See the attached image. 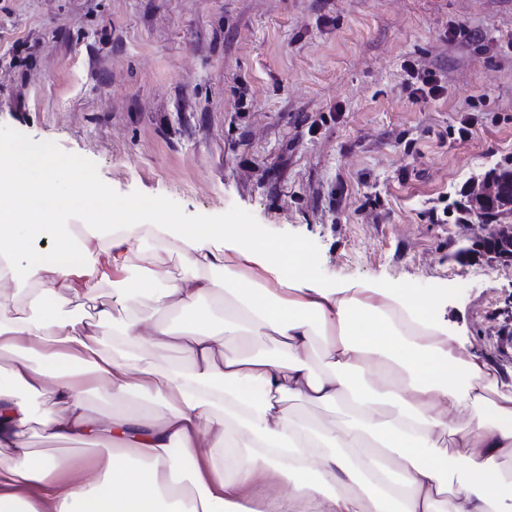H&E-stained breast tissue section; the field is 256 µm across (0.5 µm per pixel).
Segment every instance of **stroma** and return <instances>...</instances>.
<instances>
[{
  "label": "stroma",
  "instance_id": "35a3bbf8",
  "mask_svg": "<svg viewBox=\"0 0 512 512\" xmlns=\"http://www.w3.org/2000/svg\"><path fill=\"white\" fill-rule=\"evenodd\" d=\"M412 69L441 94L412 101ZM14 143L182 223L302 239L324 281L447 289L512 370V266L456 257L457 203L512 170V0H0Z\"/></svg>",
  "mask_w": 512,
  "mask_h": 512
}]
</instances>
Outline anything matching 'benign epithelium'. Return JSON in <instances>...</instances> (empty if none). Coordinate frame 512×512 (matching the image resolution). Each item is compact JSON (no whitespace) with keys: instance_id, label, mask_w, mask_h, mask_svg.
I'll return each mask as SVG.
<instances>
[{"instance_id":"obj_1","label":"benign epithelium","mask_w":512,"mask_h":512,"mask_svg":"<svg viewBox=\"0 0 512 512\" xmlns=\"http://www.w3.org/2000/svg\"><path fill=\"white\" fill-rule=\"evenodd\" d=\"M506 183L504 179L484 177L469 191L467 203L472 213L479 212V207L493 209L495 223L480 227V231L471 235L469 241L474 243L480 237L490 235L493 243L482 252L487 261L512 264V191L504 193L500 187Z\"/></svg>"}]
</instances>
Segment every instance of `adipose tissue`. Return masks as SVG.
I'll return each mask as SVG.
<instances>
[{
    "mask_svg": "<svg viewBox=\"0 0 512 512\" xmlns=\"http://www.w3.org/2000/svg\"><path fill=\"white\" fill-rule=\"evenodd\" d=\"M68 211L83 223H62ZM143 237L146 273L128 276ZM311 269L302 241L183 224L161 202L115 210L78 162L0 147V288L37 310L0 309V512H512L503 373L449 328L439 296ZM143 301L156 316L128 313ZM243 336L285 350L249 356ZM90 390L122 411L91 417ZM291 400L342 415L302 423ZM48 402L47 438L107 445L104 462L31 453L24 431Z\"/></svg>",
    "mask_w": 512,
    "mask_h": 512,
    "instance_id": "obj_1",
    "label": "adipose tissue"
}]
</instances>
